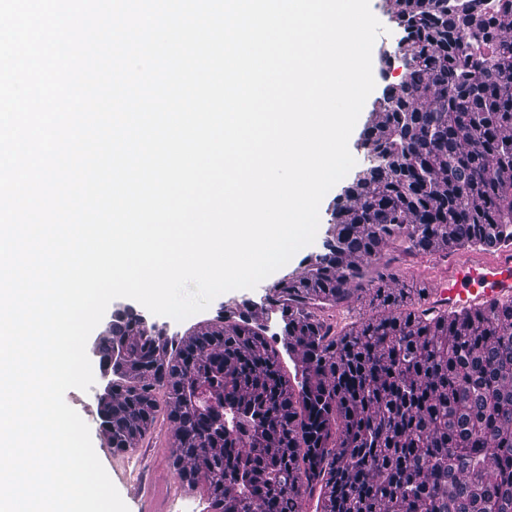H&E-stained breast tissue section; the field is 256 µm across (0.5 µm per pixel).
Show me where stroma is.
<instances>
[{"label": "stroma", "mask_w": 512, "mask_h": 512, "mask_svg": "<svg viewBox=\"0 0 512 512\" xmlns=\"http://www.w3.org/2000/svg\"><path fill=\"white\" fill-rule=\"evenodd\" d=\"M320 243H313L295 253L280 270L260 282L252 290H235L216 297L203 312L177 322L171 318L147 313L145 307L128 298L113 300L107 313L90 335L91 341L105 336L116 312L134 310L144 315L147 322L162 327L171 336H183L190 328L205 326L223 308L246 302L263 303L272 285L285 275L296 271L309 255L318 253ZM449 260L441 253L412 256L405 254L399 244L388 245L381 252L375 268L381 272L389 287L414 291L422 284L432 283L436 274L447 267ZM106 379L96 375L89 390H68L66 403L85 421L90 429L95 452L110 479L119 491L129 512H140L141 505H148L151 512H209L210 499L205 487L176 488L171 465V426L166 418H159L155 428L137 445L135 450L120 452L106 447L102 438V424L98 396Z\"/></svg>", "instance_id": "stroma-1"}]
</instances>
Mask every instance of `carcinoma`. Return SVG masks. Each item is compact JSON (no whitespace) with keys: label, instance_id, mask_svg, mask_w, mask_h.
Segmentation results:
<instances>
[{"label":"carcinoma","instance_id":"obj_1","mask_svg":"<svg viewBox=\"0 0 512 512\" xmlns=\"http://www.w3.org/2000/svg\"><path fill=\"white\" fill-rule=\"evenodd\" d=\"M394 19L410 62L372 104L369 164L336 197L323 252L176 346L132 313L95 344L107 445L136 447L164 389L172 467L211 512L313 497L314 512H512V300L435 311L425 287H378L376 317L336 331L319 316L390 243H512V0H397ZM258 312L280 317L298 387Z\"/></svg>","mask_w":512,"mask_h":512}]
</instances>
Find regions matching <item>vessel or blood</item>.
Here are the masks:
<instances>
[{
    "label": "vessel or blood",
    "mask_w": 512,
    "mask_h": 512,
    "mask_svg": "<svg viewBox=\"0 0 512 512\" xmlns=\"http://www.w3.org/2000/svg\"><path fill=\"white\" fill-rule=\"evenodd\" d=\"M512 298V246L499 256L471 254L436 279L428 302L436 309H461Z\"/></svg>",
    "instance_id": "vessel-or-blood-1"
}]
</instances>
